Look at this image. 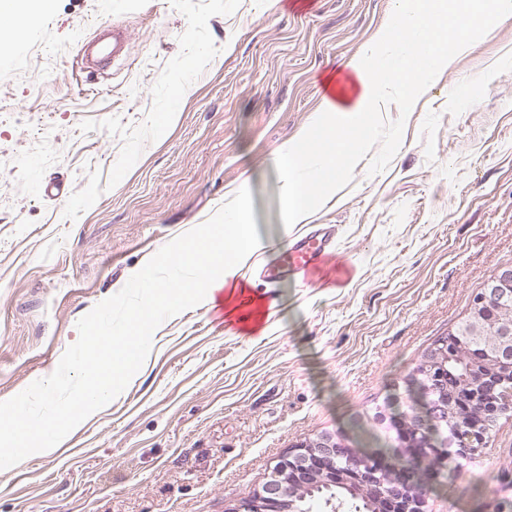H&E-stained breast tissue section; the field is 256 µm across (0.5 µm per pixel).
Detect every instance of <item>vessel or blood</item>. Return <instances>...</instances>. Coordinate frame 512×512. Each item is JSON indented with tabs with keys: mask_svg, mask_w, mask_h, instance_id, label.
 <instances>
[{
	"mask_svg": "<svg viewBox=\"0 0 512 512\" xmlns=\"http://www.w3.org/2000/svg\"><path fill=\"white\" fill-rule=\"evenodd\" d=\"M128 51L125 30L110 22L98 24L93 37L80 45L79 56L84 68L93 70ZM336 250V229L330 224H318L293 237L285 263L264 265L262 271L269 281H276L284 271L305 273L315 268Z\"/></svg>",
	"mask_w": 512,
	"mask_h": 512,
	"instance_id": "b4317fda",
	"label": "vessel or blood"
}]
</instances>
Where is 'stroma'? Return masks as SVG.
Listing matches in <instances>:
<instances>
[{
    "mask_svg": "<svg viewBox=\"0 0 512 512\" xmlns=\"http://www.w3.org/2000/svg\"><path fill=\"white\" fill-rule=\"evenodd\" d=\"M392 18L391 0H52L37 32L0 37V399L50 376L78 321L164 245L248 184L280 228L273 159L315 126L327 80ZM129 53L96 75L77 43L103 20ZM470 83L476 93L459 100ZM310 224L338 228L308 276L239 280L267 304L258 331L199 304L164 320L127 387L49 456L0 469V512H225L296 444L349 429L475 289L512 264V18L381 115ZM64 193L50 196L51 181ZM512 501V417L428 512Z\"/></svg>",
    "mask_w": 512,
    "mask_h": 512,
    "instance_id": "35a3bbf8",
    "label": "stroma"
}]
</instances>
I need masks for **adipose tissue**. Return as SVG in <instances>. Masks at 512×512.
<instances>
[{"mask_svg": "<svg viewBox=\"0 0 512 512\" xmlns=\"http://www.w3.org/2000/svg\"><path fill=\"white\" fill-rule=\"evenodd\" d=\"M395 25L386 27L378 40L368 44L364 56L393 57V68L377 73L353 65L359 83L355 97L329 91L319 125L348 132V140L336 151L321 152L302 135L282 147L274 159L281 177L283 225L304 220L314 202L311 168L327 167L336 178H344L347 161L362 153L370 138L366 117L383 111L395 97L404 96L420 79L424 69L411 51L407 32L419 30L425 46L438 66L449 64L470 48L472 30L489 31L498 19L512 17V0H393ZM266 237L252 220L246 186H239L234 199L225 206L224 222L215 231L197 236L193 252L184 254L185 263L198 268L196 278L166 288L153 289L145 299L135 327L143 329L159 304L174 306L186 298L214 301L223 294L227 318H240L243 308L257 304L237 281V265L245 256L261 250Z\"/></svg>", "mask_w": 512, "mask_h": 512, "instance_id": "ef3b65f1", "label": "adipose tissue"}]
</instances>
